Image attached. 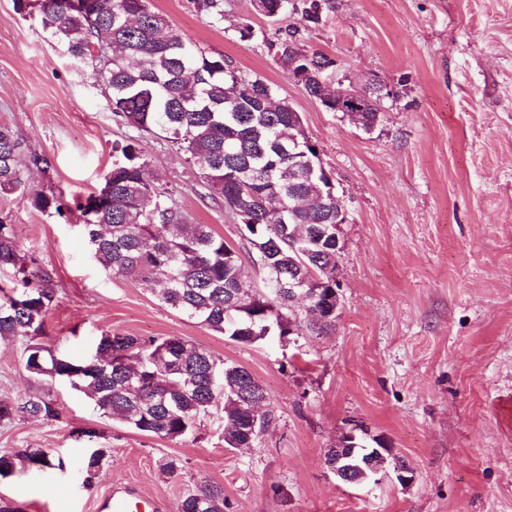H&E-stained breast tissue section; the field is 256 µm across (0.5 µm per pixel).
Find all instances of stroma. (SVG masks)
Segmentation results:
<instances>
[{
  "mask_svg": "<svg viewBox=\"0 0 512 512\" xmlns=\"http://www.w3.org/2000/svg\"><path fill=\"white\" fill-rule=\"evenodd\" d=\"M301 4L272 19L250 0H223L217 23L195 0H150L300 113L348 208L334 331L242 344L93 259L75 204L100 190L113 142L135 130L106 108L91 68L56 50L15 0H0V124L44 160L28 170L31 188L72 207L61 219L27 193L0 194L19 248L60 285L46 342L79 361L105 330L180 337L246 368L270 418L249 448L225 447L214 416L182 440L142 435L100 417L66 381L32 379L21 343L2 340L0 400L47 390L61 415L1 421L0 454L48 448L65 468L0 480V507L97 512L121 484L177 512L188 490L218 483L224 512H512V0H335L316 24ZM289 27L335 60V86L387 87L377 127L326 110L278 66L269 44ZM140 137L151 182L173 189L191 223L248 254L195 169L164 138ZM351 432L384 442L414 480L399 483L392 464L377 481L341 482L325 454ZM91 448L110 452L92 479L76 465ZM172 456L183 465L175 477L161 470Z\"/></svg>",
  "mask_w": 512,
  "mask_h": 512,
  "instance_id": "1",
  "label": "stroma"
}]
</instances>
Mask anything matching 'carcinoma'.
Returning a JSON list of instances; mask_svg holds the SVG:
<instances>
[{"label":"carcinoma","instance_id":"carcinoma-1","mask_svg":"<svg viewBox=\"0 0 512 512\" xmlns=\"http://www.w3.org/2000/svg\"><path fill=\"white\" fill-rule=\"evenodd\" d=\"M35 9L43 36L63 55L106 72L102 94L110 112L141 134L159 135L197 169L209 195L243 226L262 274L251 284L240 253L206 224H191L175 204L173 190L146 180L147 158L140 139L112 144V169L101 191L108 203L84 206L94 258L109 272L155 282L157 298L208 329L242 344L266 335L302 334L290 318V303L275 289L294 268L328 299L336 273V237H322L334 224L331 193L318 174L302 170L290 154L308 141L301 115L276 97L273 87L202 50L149 0H16ZM288 0H257L255 10L278 18ZM332 0H306L305 18L317 23ZM280 67L307 94L336 110V90L322 84V71L335 61L308 52L295 33L273 44ZM358 121L362 128L381 120L382 86L367 85ZM43 159L25 156L21 142L0 125V193L27 188L25 173ZM32 204L62 218L60 199L36 192ZM14 274L0 288V339L23 340L24 367L41 381L66 380L87 396L103 418L135 432L176 441L192 434L219 407L224 413V446L249 448L260 438L247 418L248 399L265 398L263 388L241 366L176 336H123L104 330L95 352L71 360L42 341L45 318L57 298L54 273L21 254L14 226L0 221V271ZM15 416L57 420L60 409L43 392L15 403L0 400V421ZM108 450L97 448L80 468L92 479ZM62 458L48 448L0 454V479L29 470L61 469ZM224 487L207 484L180 499L179 512H224Z\"/></svg>","mask_w":512,"mask_h":512}]
</instances>
